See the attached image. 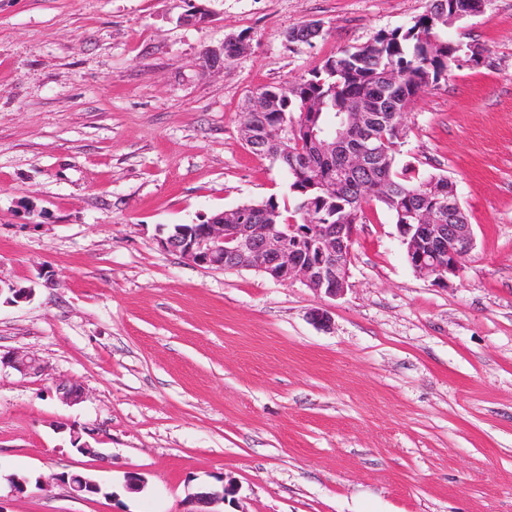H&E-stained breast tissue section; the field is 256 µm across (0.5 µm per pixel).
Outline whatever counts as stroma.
<instances>
[{"instance_id":"35a3bbf8","label":"stroma","mask_w":512,"mask_h":512,"mask_svg":"<svg viewBox=\"0 0 512 512\" xmlns=\"http://www.w3.org/2000/svg\"><path fill=\"white\" fill-rule=\"evenodd\" d=\"M428 4L0 0V284L33 290L0 299V353L43 366L0 369V512H180L218 482L220 512H512V0L449 26L486 59L452 66L406 120L401 161L450 177L473 228L460 276L417 274L375 202L334 299L158 243L291 201L240 136L247 96ZM311 21L321 37L287 41ZM231 35L247 50L209 69ZM61 380L86 399L63 403ZM73 426L98 455L72 448ZM71 471L102 495L52 482ZM129 471L143 491L124 489ZM16 474L49 484L19 495ZM9 366L24 373H39L42 370L41 364L35 357L27 354L12 353L5 357L0 353V369L1 366Z\"/></svg>"}]
</instances>
